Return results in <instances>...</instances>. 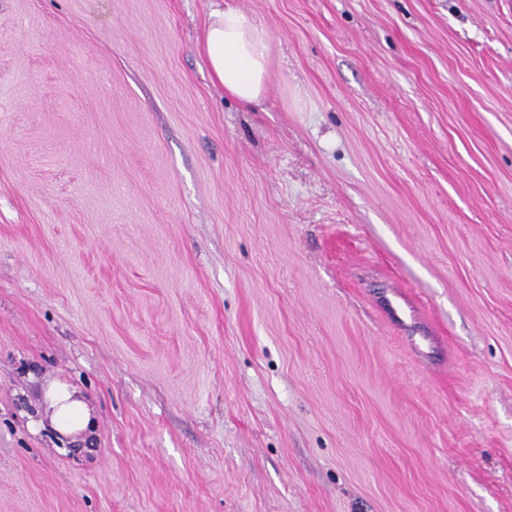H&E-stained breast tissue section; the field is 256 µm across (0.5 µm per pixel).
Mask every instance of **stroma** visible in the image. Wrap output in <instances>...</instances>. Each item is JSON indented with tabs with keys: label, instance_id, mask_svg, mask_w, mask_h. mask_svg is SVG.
<instances>
[{
	"label": "stroma",
	"instance_id": "1",
	"mask_svg": "<svg viewBox=\"0 0 512 512\" xmlns=\"http://www.w3.org/2000/svg\"><path fill=\"white\" fill-rule=\"evenodd\" d=\"M221 2L0 0V512H512V0ZM200 48L211 77L224 93L250 104L262 96L270 62L267 31L253 17L225 2L205 23ZM75 396V390L62 384L55 385L47 393L50 423L60 433H73L90 424L87 404Z\"/></svg>",
	"mask_w": 512,
	"mask_h": 512
}]
</instances>
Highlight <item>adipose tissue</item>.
I'll return each mask as SVG.
<instances>
[{
    "label": "adipose tissue",
    "instance_id": "1",
    "mask_svg": "<svg viewBox=\"0 0 512 512\" xmlns=\"http://www.w3.org/2000/svg\"><path fill=\"white\" fill-rule=\"evenodd\" d=\"M200 48L211 77L227 95L250 104L262 96L270 62V42L264 27L232 5L213 9L205 23ZM50 422L61 433L90 423L87 404L74 390L58 384L47 393Z\"/></svg>",
    "mask_w": 512,
    "mask_h": 512
}]
</instances>
